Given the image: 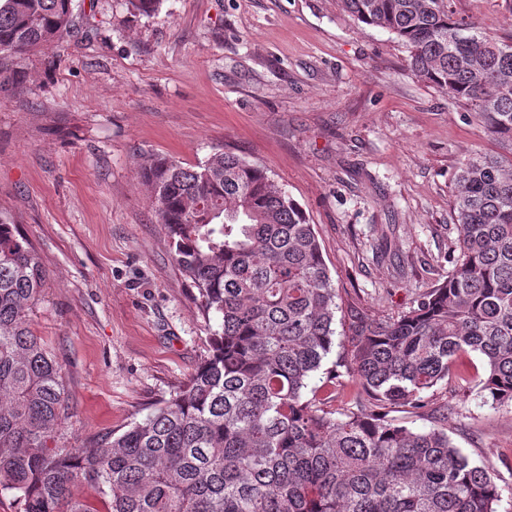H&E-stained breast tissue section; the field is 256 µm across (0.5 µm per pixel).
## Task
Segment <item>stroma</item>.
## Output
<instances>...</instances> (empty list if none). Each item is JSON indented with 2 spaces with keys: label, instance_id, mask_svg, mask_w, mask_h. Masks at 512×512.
<instances>
[{
  "label": "stroma",
  "instance_id": "1",
  "mask_svg": "<svg viewBox=\"0 0 512 512\" xmlns=\"http://www.w3.org/2000/svg\"><path fill=\"white\" fill-rule=\"evenodd\" d=\"M82 31L9 60L0 86V221L47 275L36 335L61 364L66 444L143 420L207 356L205 315L152 210L140 165L190 167L221 147L264 167L314 224L336 334L415 306L448 277L460 161L499 146L408 69L409 51L337 0H73ZM502 40L512 0H454ZM448 434L512 485V405L451 374L393 419Z\"/></svg>",
  "mask_w": 512,
  "mask_h": 512
}]
</instances>
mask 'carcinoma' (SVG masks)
<instances>
[{
    "mask_svg": "<svg viewBox=\"0 0 512 512\" xmlns=\"http://www.w3.org/2000/svg\"><path fill=\"white\" fill-rule=\"evenodd\" d=\"M163 0H126L150 17ZM409 50L411 72L467 106L500 145L455 173L458 255L448 279L395 318L354 326L324 386L358 379L334 416L309 388L332 353L336 288L314 225L265 168L222 149L195 167H140L174 260L201 308L221 318L187 383L121 433L61 443L69 402L59 363L32 330L45 288L32 244L0 221V491L24 512H497L504 488L441 424L386 414L420 409L476 354L484 402L512 403V40L453 0H339ZM72 0H0L3 59L55 48ZM312 398H305L306 390Z\"/></svg>",
    "mask_w": 512,
    "mask_h": 512,
    "instance_id": "1",
    "label": "carcinoma"
}]
</instances>
